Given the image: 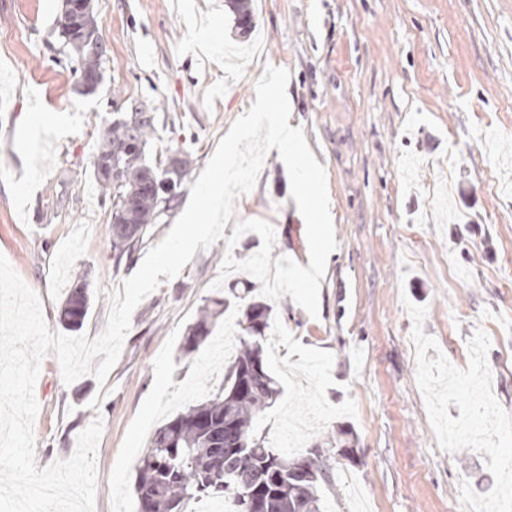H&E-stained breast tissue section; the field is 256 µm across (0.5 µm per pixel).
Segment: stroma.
Segmentation results:
<instances>
[{
	"label": "stroma",
	"instance_id": "1",
	"mask_svg": "<svg viewBox=\"0 0 512 512\" xmlns=\"http://www.w3.org/2000/svg\"><path fill=\"white\" fill-rule=\"evenodd\" d=\"M63 0H0V255L40 296L50 331L76 273L92 293L81 332L106 327L111 294L143 261L116 265L111 208L91 162L113 106L157 112L152 153H186L189 182L256 99L266 65L289 70L288 99L327 175L336 249L310 317L283 296L265 345L282 392L259 423L280 447L287 421L311 449L327 436L328 512H468L462 484L494 487L488 454L441 449L416 382L413 322L456 367L484 330L492 392L512 415V0H262L241 37L228 0H94L108 47L103 82L85 92L56 32ZM236 220L276 234L272 257L308 262L306 226L278 149ZM196 250L180 275L133 311L105 384H64L47 356L35 385L37 467L69 458L102 417L96 512H136L134 482L154 431L224 380L226 323L207 347L179 346L212 294L226 254L252 232Z\"/></svg>",
	"mask_w": 512,
	"mask_h": 512
}]
</instances>
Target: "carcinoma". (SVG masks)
<instances>
[{"mask_svg": "<svg viewBox=\"0 0 512 512\" xmlns=\"http://www.w3.org/2000/svg\"><path fill=\"white\" fill-rule=\"evenodd\" d=\"M241 34L254 25L251 0H229ZM68 59L76 74L102 72L107 49L94 51L90 43L64 39ZM156 133V112L138 108L112 119L98 135L93 155V175L101 198L111 204L112 250L115 264L131 262L144 238L175 208L187 181L189 165L178 170L147 153ZM116 158L120 178L100 170V162ZM132 215L138 234L126 233ZM224 297H212L189 325L181 351L188 355L205 346L219 317L229 308ZM91 297L86 276L78 273L59 313L69 330L83 327ZM273 321L264 299H253L238 320L235 356L225 366L224 382L209 399L189 406L153 434L138 465L135 483L137 512H192L202 498L230 500L232 512H250L254 502L261 512H323V487L331 484L330 455L315 448L294 460L278 448L265 446L257 432L260 413L280 393L267 367L266 331Z\"/></svg>", "mask_w": 512, "mask_h": 512, "instance_id": "carcinoma-1", "label": "carcinoma"}]
</instances>
